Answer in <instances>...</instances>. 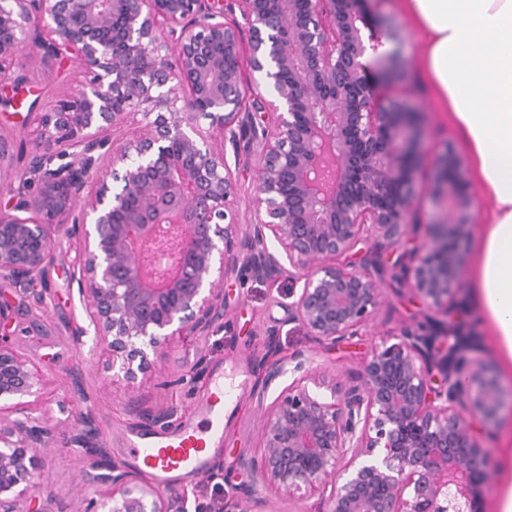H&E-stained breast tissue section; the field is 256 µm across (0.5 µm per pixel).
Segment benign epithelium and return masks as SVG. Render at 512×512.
I'll list each match as a JSON object with an SVG mask.
<instances>
[{"label":"benign epithelium","mask_w":512,"mask_h":512,"mask_svg":"<svg viewBox=\"0 0 512 512\" xmlns=\"http://www.w3.org/2000/svg\"><path fill=\"white\" fill-rule=\"evenodd\" d=\"M249 30L250 65L266 80L267 115L240 118V26L222 0H0V105L24 77L14 60L31 45L65 58L86 84L40 118L37 146L10 203L0 207V284L45 302L55 260L49 230L82 243L79 293L89 326L70 328L82 347L93 333L105 374L135 388L167 346L202 336L224 309V278L303 282L291 320L317 343L341 342L379 304L377 248L360 269L328 263L374 229L397 247L410 241L417 201L420 113L382 101L369 79L391 76L395 35L372 25L371 0H235ZM208 121V128L200 120ZM258 140L249 233L230 208L237 180L216 136ZM465 173L436 159L432 195L444 217L429 242L401 253L400 268L427 308L401 339L374 349L358 383L341 390L297 351L260 359L258 403L295 377L265 409L262 448L239 468L288 497L329 489L319 512H480L494 462L475 436L497 422L508 396L494 370L468 357L459 332L458 252L469 224ZM275 241L282 254L271 251ZM12 298L0 293V512H45L30 495L34 451L54 429L27 413L42 380L33 359L8 345ZM440 379L433 386L434 378ZM166 426L174 411L135 405ZM92 411L60 437L92 457L83 483L102 492L99 512H189L183 489L160 491L110 459Z\"/></svg>","instance_id":"1"}]
</instances>
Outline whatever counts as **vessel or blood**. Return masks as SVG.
<instances>
[{"label":"vessel or blood","instance_id":"vessel-or-blood-1","mask_svg":"<svg viewBox=\"0 0 512 512\" xmlns=\"http://www.w3.org/2000/svg\"><path fill=\"white\" fill-rule=\"evenodd\" d=\"M197 412L201 417L197 423L186 421L165 433L136 432L127 448L132 466L166 486L181 476L205 472L206 450L211 441L224 434L223 378L212 381L197 403Z\"/></svg>","mask_w":512,"mask_h":512}]
</instances>
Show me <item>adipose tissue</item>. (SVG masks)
I'll return each mask as SVG.
<instances>
[{
  "mask_svg": "<svg viewBox=\"0 0 512 512\" xmlns=\"http://www.w3.org/2000/svg\"><path fill=\"white\" fill-rule=\"evenodd\" d=\"M422 32L418 71L471 162L477 197L491 199L470 271L504 376L512 375V0H400Z\"/></svg>",
  "mask_w": 512,
  "mask_h": 512,
  "instance_id": "obj_1",
  "label": "adipose tissue"
}]
</instances>
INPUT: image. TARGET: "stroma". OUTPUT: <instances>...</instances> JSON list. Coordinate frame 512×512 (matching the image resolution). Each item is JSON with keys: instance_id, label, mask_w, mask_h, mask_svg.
Listing matches in <instances>:
<instances>
[{"instance_id": "1", "label": "stroma", "mask_w": 512, "mask_h": 512, "mask_svg": "<svg viewBox=\"0 0 512 512\" xmlns=\"http://www.w3.org/2000/svg\"><path fill=\"white\" fill-rule=\"evenodd\" d=\"M378 15L381 23L397 30V46L403 62L399 74L380 86L381 96L401 98L422 113L418 144L419 169L416 173L419 203L413 215L418 224H427L441 211L428 191L432 181L433 160L450 151L456 154L462 168H469L470 159L453 136L444 129L436 112V104L427 87L414 70L420 35L412 29L398 8V0H384ZM17 72L27 80L17 90L21 109H0V148L8 154L12 171L22 175L34 148L35 125L24 124L27 105L36 111L47 112L70 90L80 84L84 75L76 64L53 59L18 57L14 63ZM261 147L258 143L240 140L225 144L224 156L235 175L239 195L236 203L238 222L242 226L255 223L249 199L257 181V164ZM55 261L49 271L50 297L45 304L32 308L31 315L21 317L22 326L38 324L41 335L23 337L20 353L39 354L45 381L44 396L37 405L38 415L50 424L68 428L81 411L90 409L97 416L100 446L109 448L112 459L126 461L125 448L133 432L149 428L150 423L134 409L136 400L147 405L176 409L178 420L193 416L197 399L209 386L215 375H223L233 384L237 393L224 404V436L207 458L208 467L217 464L232 466L239 452L256 456L260 453L262 413L256 396L261 375L255 360L261 357L268 342H275L280 356L304 350L318 372L334 379L337 386L347 387L362 370L375 346L381 342H396L405 325L420 319L426 305L414 292L410 282H398L391 273L380 280L381 302L371 320L360 327L356 336L337 344L315 343L305 330L290 320L293 301V283L282 277L274 281L259 280L235 272L224 280L225 311L222 321L207 335L175 340L167 349L160 365V373L146 377L138 392L121 385L106 383L97 359L89 350L76 349L70 342L67 319L86 323L87 314L78 293L76 257L78 241L55 233L53 240ZM206 364L200 379L179 383L178 378L197 361ZM79 366L84 381L81 389H74L68 368ZM34 494L36 504L48 512L55 501L69 503L78 512L83 500L95 497V487L82 483L81 475L91 460L81 449L66 448L51 442L36 452ZM250 481L246 473H239L235 485L219 484L207 476H182L179 487L187 490L190 499L204 506L206 512H218L226 498L235 496L236 485Z\"/></svg>"}]
</instances>
